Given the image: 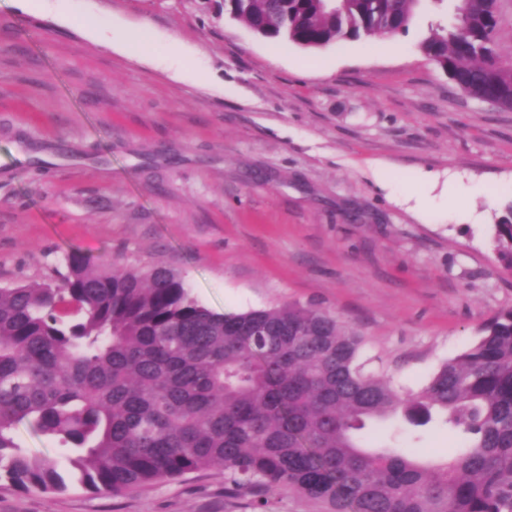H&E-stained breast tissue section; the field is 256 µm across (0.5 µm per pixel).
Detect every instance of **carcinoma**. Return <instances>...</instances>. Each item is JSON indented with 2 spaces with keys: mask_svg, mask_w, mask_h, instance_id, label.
Here are the masks:
<instances>
[{
  "mask_svg": "<svg viewBox=\"0 0 512 512\" xmlns=\"http://www.w3.org/2000/svg\"><path fill=\"white\" fill-rule=\"evenodd\" d=\"M421 0H237L274 41L321 48L405 33ZM420 51L470 98L512 109L498 0H454ZM512 272V201L493 224ZM364 337L312 305L239 314L194 299L174 269L108 267L78 251L59 281L0 288V479L119 495L224 466V492L288 490L326 512H512V310L479 328L419 391L401 394L360 362ZM435 419L460 442L445 460L368 446L369 421ZM29 425L60 456L31 453Z\"/></svg>",
  "mask_w": 512,
  "mask_h": 512,
  "instance_id": "carcinoma-1",
  "label": "carcinoma"
}]
</instances>
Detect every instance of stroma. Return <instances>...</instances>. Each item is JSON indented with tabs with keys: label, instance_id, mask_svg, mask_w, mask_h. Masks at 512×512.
Segmentation results:
<instances>
[{
	"label": "stroma",
	"instance_id": "obj_1",
	"mask_svg": "<svg viewBox=\"0 0 512 512\" xmlns=\"http://www.w3.org/2000/svg\"><path fill=\"white\" fill-rule=\"evenodd\" d=\"M453 21L423 0L407 33L314 52L256 36L224 0H0V286L53 278L72 248L164 263L218 313L326 310L363 336L367 369L419 389L512 309L490 240L512 200V110L465 97L420 52ZM314 54L323 70L303 73ZM375 165L434 176L451 220L382 191ZM249 501L225 495L220 466L120 496L0 480V512Z\"/></svg>",
	"mask_w": 512,
	"mask_h": 512
}]
</instances>
